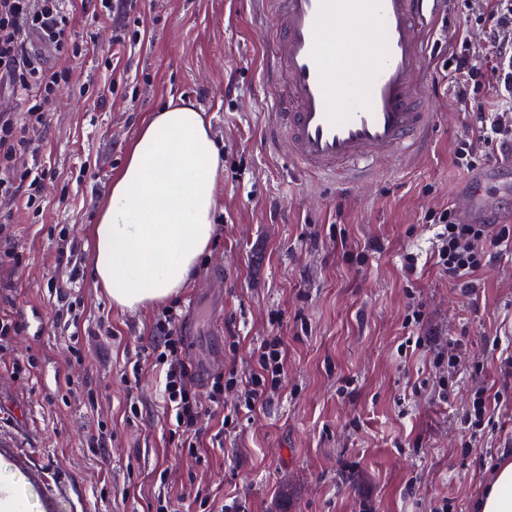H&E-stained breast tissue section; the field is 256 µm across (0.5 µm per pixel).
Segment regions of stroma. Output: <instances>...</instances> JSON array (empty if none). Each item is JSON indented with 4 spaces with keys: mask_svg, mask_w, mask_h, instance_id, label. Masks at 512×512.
Returning a JSON list of instances; mask_svg holds the SVG:
<instances>
[{
    "mask_svg": "<svg viewBox=\"0 0 512 512\" xmlns=\"http://www.w3.org/2000/svg\"><path fill=\"white\" fill-rule=\"evenodd\" d=\"M142 43L121 48L111 20L86 22L75 10L78 56L29 41L44 64L69 68L48 114L40 160L52 175L38 206L16 203L0 223V319L17 330L0 347V488L29 512H474L495 465L512 455V250L477 272L475 292L437 264L436 225L427 214L452 204L469 177L454 149L469 134L442 73L453 39L480 34L470 11L440 0L426 51L421 93L436 114L428 148L371 165L350 188L304 173L273 146L266 78L269 13L253 0H137ZM121 58L112 82L105 61ZM207 113L224 154L216 233L175 299L208 294L223 274L215 312H202L182 359L204 379L191 386L203 417V448L181 454L166 415L163 373L144 362L162 305H112L92 278L100 206L150 112L169 99ZM82 246L71 294L84 306L83 360L70 358L56 321L51 284L61 277L60 229ZM417 255L415 273L402 256ZM421 307L424 318L407 315ZM282 337L285 371L268 402L223 422L211 403L238 400L254 352ZM457 348L455 367L441 362ZM453 379L450 398L438 395ZM74 381L67 390L66 381ZM501 391L489 430L470 440L461 415L479 385ZM137 409H130V395ZM112 436L108 454L88 444ZM209 497L200 507L196 493Z\"/></svg>",
    "mask_w": 512,
    "mask_h": 512,
    "instance_id": "35a3bbf8",
    "label": "stroma"
}]
</instances>
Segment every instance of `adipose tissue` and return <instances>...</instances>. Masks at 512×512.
I'll return each mask as SVG.
<instances>
[{"instance_id": "1", "label": "adipose tissue", "mask_w": 512, "mask_h": 512, "mask_svg": "<svg viewBox=\"0 0 512 512\" xmlns=\"http://www.w3.org/2000/svg\"><path fill=\"white\" fill-rule=\"evenodd\" d=\"M224 162L203 112L150 113L94 228L93 277L113 304H157L190 281L214 233ZM477 512H512V459L494 470Z\"/></svg>"}]
</instances>
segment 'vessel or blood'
I'll list each match as a JSON object with an SVG mask.
<instances>
[{"label": "vessel or blood", "instance_id": "obj_1", "mask_svg": "<svg viewBox=\"0 0 512 512\" xmlns=\"http://www.w3.org/2000/svg\"><path fill=\"white\" fill-rule=\"evenodd\" d=\"M439 0H273L272 109L289 159L333 177L407 153L434 122L417 90ZM512 154L494 157L457 191L463 223L500 217Z\"/></svg>", "mask_w": 512, "mask_h": 512}]
</instances>
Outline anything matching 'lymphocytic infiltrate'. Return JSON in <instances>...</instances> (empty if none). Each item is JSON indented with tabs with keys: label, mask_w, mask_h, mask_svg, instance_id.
I'll use <instances>...</instances> for the list:
<instances>
[{
	"label": "lymphocytic infiltrate",
	"mask_w": 512,
	"mask_h": 512,
	"mask_svg": "<svg viewBox=\"0 0 512 512\" xmlns=\"http://www.w3.org/2000/svg\"><path fill=\"white\" fill-rule=\"evenodd\" d=\"M67 0H0V87L9 86L27 96L25 112L0 113V220L11 217L19 199L35 205L36 192L47 169L20 167L22 156L37 152L42 133L60 83L68 70L43 66L26 44L37 35L56 52L82 53V44L70 41ZM481 43L457 36L448 50L443 70L457 101L470 112L472 134L455 149L458 167L473 170L512 145V0H488L475 18ZM439 227L437 262L450 281L464 290L474 287L473 276L498 250L512 245V226L465 224L453 208L428 215ZM176 306H169L152 327V356L165 369L163 397L182 447H196L200 438V412L190 385L188 369L181 358L184 338ZM284 372L281 337L267 341L254 358V373L235 406L236 412L253 411L266 400Z\"/></svg>",
	"instance_id": "obj_1"
}]
</instances>
